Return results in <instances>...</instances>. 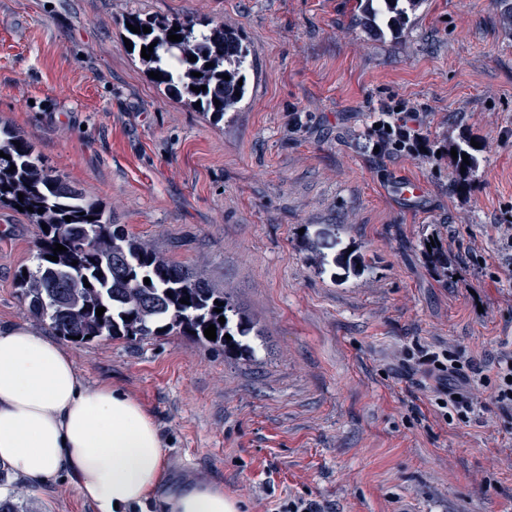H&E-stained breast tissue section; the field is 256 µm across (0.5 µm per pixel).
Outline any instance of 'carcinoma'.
<instances>
[{"mask_svg": "<svg viewBox=\"0 0 512 512\" xmlns=\"http://www.w3.org/2000/svg\"><path fill=\"white\" fill-rule=\"evenodd\" d=\"M420 0H361L363 24L379 36L397 35L416 11ZM125 22L149 27V33L125 29V38L133 44L145 73L163 76L152 83L166 97L219 123L224 114L235 110L246 97L248 52L237 30L222 21L206 23L192 19L141 17L131 14ZM182 37L168 40L169 31ZM150 59L141 57L142 47L151 43ZM197 57L194 62L189 56ZM201 76L195 77L193 73ZM229 79H224V76ZM206 86L203 91L191 87ZM220 101L215 105L214 101ZM200 107H195V104ZM457 151L454 159L458 179L465 181L479 168L480 160L468 142H450ZM0 206L23 207V215L32 224L44 223L34 255L35 265L18 271L16 287L28 303L30 314L49 322L52 330L66 339L78 337L88 343L101 336L112 339L144 340L162 336H184L212 348L224 350V356L244 362L258 360L255 342L263 341V330L254 317L213 287L205 278L158 252L152 245L112 223L103 205L77 185L56 174L35 153L32 143L12 128L0 125ZM468 155L463 162L462 155ZM466 171H461V168ZM23 199H18V193ZM33 211H28V208ZM44 212L37 213L38 209ZM71 221H65V217ZM331 234L320 230L305 233L303 249L322 274L338 267L357 275L369 269L365 255L357 248L343 245L342 229L329 225ZM431 251L427 260L440 271L448 272V256L437 238L426 239ZM66 247L53 262L54 244ZM77 265H71V262ZM103 276H98V273ZM150 279L144 284V279ZM189 297V303L180 299ZM222 302L218 307L214 301ZM104 307L102 316L96 308ZM222 309L217 313L214 308ZM225 318V323L218 321ZM216 327V339L209 340L204 329ZM229 335L228 341L224 335ZM0 512H36L19 492L0 498Z\"/></svg>", "mask_w": 512, "mask_h": 512, "instance_id": "obj_1", "label": "carcinoma"}]
</instances>
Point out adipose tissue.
I'll list each match as a JSON object with an SVG mask.
<instances>
[{"instance_id": "ef3b65f1", "label": "adipose tissue", "mask_w": 512, "mask_h": 512, "mask_svg": "<svg viewBox=\"0 0 512 512\" xmlns=\"http://www.w3.org/2000/svg\"><path fill=\"white\" fill-rule=\"evenodd\" d=\"M158 425L110 383L88 385L57 342L0 326V467L42 485L59 474L97 512H238L210 478L168 479Z\"/></svg>"}]
</instances>
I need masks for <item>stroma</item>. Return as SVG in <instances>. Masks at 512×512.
Here are the masks:
<instances>
[{
    "label": "stroma",
    "mask_w": 512,
    "mask_h": 512,
    "mask_svg": "<svg viewBox=\"0 0 512 512\" xmlns=\"http://www.w3.org/2000/svg\"><path fill=\"white\" fill-rule=\"evenodd\" d=\"M500 0H421L397 37L356 0H0V122L100 199L114 223L224 290L260 323L244 363L181 336L62 340L88 384L136 398L168 473L221 483L239 512L294 497L326 512H512V417L475 390L446 421L416 346L489 365L512 340V30ZM224 21L250 51L223 123L157 90L124 43L129 14ZM420 114L428 157L376 156L381 112ZM478 142L469 190L446 140ZM421 182L416 201L391 184ZM340 224L371 259L319 273L301 228ZM440 233L448 274L421 242ZM38 228L0 207V325L33 320L15 286ZM40 512H95L69 479L21 481Z\"/></svg>",
    "instance_id": "obj_1"
}]
</instances>
